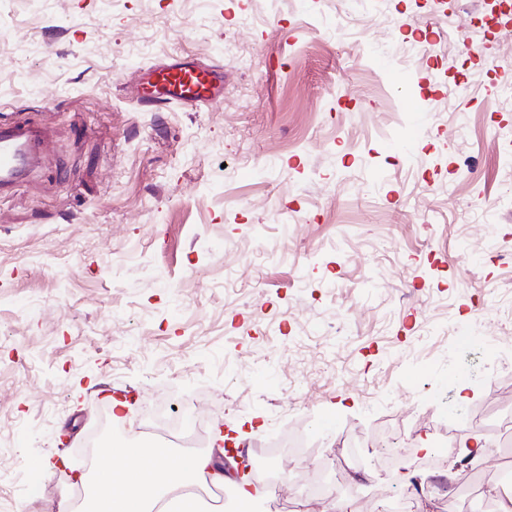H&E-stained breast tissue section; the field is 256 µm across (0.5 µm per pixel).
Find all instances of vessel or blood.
<instances>
[{
    "instance_id": "obj_1",
    "label": "vessel or blood",
    "mask_w": 512,
    "mask_h": 512,
    "mask_svg": "<svg viewBox=\"0 0 512 512\" xmlns=\"http://www.w3.org/2000/svg\"><path fill=\"white\" fill-rule=\"evenodd\" d=\"M222 94V68L202 67L177 60L147 70L139 99L143 103L163 100L186 106L214 104ZM39 136L30 126L0 127V187L5 188L26 175L37 155Z\"/></svg>"
}]
</instances>
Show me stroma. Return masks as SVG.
Listing matches in <instances>:
<instances>
[{
	"mask_svg": "<svg viewBox=\"0 0 512 512\" xmlns=\"http://www.w3.org/2000/svg\"><path fill=\"white\" fill-rule=\"evenodd\" d=\"M8 0L0 117L42 129L0 190V497L57 512L66 469L139 433L217 452L249 424L272 453L301 434L323 460L477 431L512 398L485 353L512 305V0ZM223 68L214 105L148 106L143 66ZM410 72L407 82L392 75ZM411 137L409 151L396 149ZM473 344L450 350L452 335ZM458 372L471 389L450 415ZM196 407L180 433L149 412ZM124 429L104 427L113 400ZM455 467L427 512H466Z\"/></svg>",
	"mask_w": 512,
	"mask_h": 512,
	"instance_id": "35a3bbf8",
	"label": "stroma"
}]
</instances>
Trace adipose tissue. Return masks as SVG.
Segmentation results:
<instances>
[{
    "label": "adipose tissue",
    "mask_w": 512,
    "mask_h": 512,
    "mask_svg": "<svg viewBox=\"0 0 512 512\" xmlns=\"http://www.w3.org/2000/svg\"><path fill=\"white\" fill-rule=\"evenodd\" d=\"M168 457L167 450L155 447L147 436L98 453L93 461L97 491L83 512H203L200 480H222L211 472L213 454L186 453L175 466Z\"/></svg>",
    "instance_id": "obj_1"
}]
</instances>
